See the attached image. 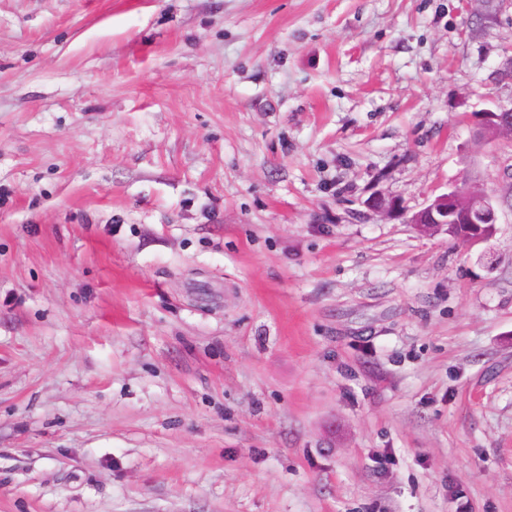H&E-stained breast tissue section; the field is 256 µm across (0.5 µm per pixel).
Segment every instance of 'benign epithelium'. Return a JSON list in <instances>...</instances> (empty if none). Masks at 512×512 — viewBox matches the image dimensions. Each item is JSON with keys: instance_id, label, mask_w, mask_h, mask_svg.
Masks as SVG:
<instances>
[{"instance_id": "7a95c632", "label": "benign epithelium", "mask_w": 512, "mask_h": 512, "mask_svg": "<svg viewBox=\"0 0 512 512\" xmlns=\"http://www.w3.org/2000/svg\"><path fill=\"white\" fill-rule=\"evenodd\" d=\"M480 133L493 137L505 128H512V108L487 110L477 118ZM498 220L496 200L485 193L464 197L456 190L441 194L412 216V223L425 229L455 224H468L477 229L471 241L488 238Z\"/></svg>"}]
</instances>
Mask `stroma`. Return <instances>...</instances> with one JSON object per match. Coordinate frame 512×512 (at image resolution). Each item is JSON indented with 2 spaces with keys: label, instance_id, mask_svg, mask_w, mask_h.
I'll use <instances>...</instances> for the list:
<instances>
[{
  "label": "stroma",
  "instance_id": "obj_1",
  "mask_svg": "<svg viewBox=\"0 0 512 512\" xmlns=\"http://www.w3.org/2000/svg\"><path fill=\"white\" fill-rule=\"evenodd\" d=\"M499 106L512 0H0V512H512ZM480 133L483 136L493 137L505 128H512V108H497L480 112L477 118ZM498 220L496 200L486 193L464 197L456 189L437 196L427 206L412 216L411 222L425 229L455 224H468L478 229L470 242L488 238Z\"/></svg>",
  "mask_w": 512,
  "mask_h": 512
}]
</instances>
